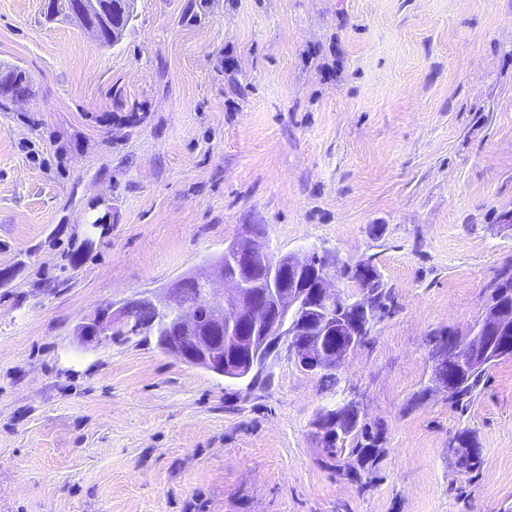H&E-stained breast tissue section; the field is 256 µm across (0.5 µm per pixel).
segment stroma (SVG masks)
Here are the masks:
<instances>
[{"instance_id":"35a3bbf8","label":"stroma","mask_w":512,"mask_h":512,"mask_svg":"<svg viewBox=\"0 0 512 512\" xmlns=\"http://www.w3.org/2000/svg\"><path fill=\"white\" fill-rule=\"evenodd\" d=\"M0 0V512H512V358L463 409L428 385L512 264V0H137L103 47ZM275 255L373 258L395 300L341 386L370 482L311 422L340 397L280 354L242 385L79 320L160 296L247 225ZM471 431L477 472L451 439ZM32 78L30 74L19 66L8 67L5 71H0V96L14 99V90L22 84L31 85ZM342 408L358 407L353 402H347L334 410H326L319 412L318 422L314 425L315 437L318 440L320 447L324 445L333 447L336 442L340 441L344 436L348 424L340 414ZM383 439V431L381 428L376 427L373 432V427L368 426L361 420V417H356L348 428L346 435L337 444L335 448H322L326 457L334 459L338 454H342L347 449L348 444H354L353 448H348L351 454H356L360 461V468L350 469L347 476L355 483H362V480L367 478L371 473L374 463L385 452L384 448H376L378 443ZM362 440L368 442L363 444ZM370 463V466H368Z\"/></svg>"}]
</instances>
